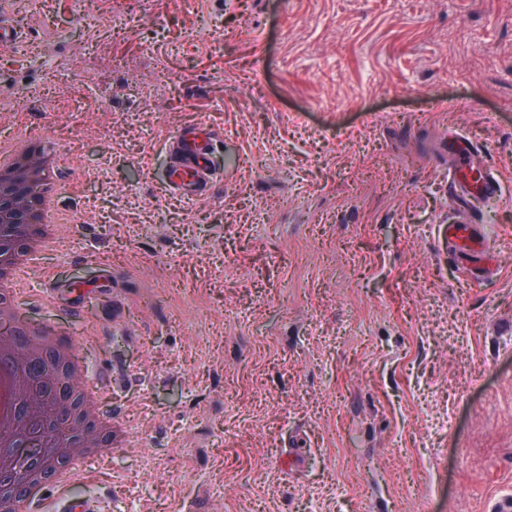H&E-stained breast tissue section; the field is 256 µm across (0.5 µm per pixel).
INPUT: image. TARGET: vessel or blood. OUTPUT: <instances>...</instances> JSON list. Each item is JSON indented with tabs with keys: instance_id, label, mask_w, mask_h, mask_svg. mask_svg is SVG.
I'll return each instance as SVG.
<instances>
[{
	"instance_id": "b4317fda",
	"label": "vessel or blood",
	"mask_w": 512,
	"mask_h": 512,
	"mask_svg": "<svg viewBox=\"0 0 512 512\" xmlns=\"http://www.w3.org/2000/svg\"><path fill=\"white\" fill-rule=\"evenodd\" d=\"M23 33L11 20L9 0H0V46L10 48L20 43ZM452 164L448 169V195L451 212L438 227L439 242L467 276L479 278L492 270L488 245L475 219L478 202L496 198L500 183L492 171L476 167L477 152L469 138L452 133L448 138ZM171 176L167 190L184 199L210 192L216 181L214 145L201 144L196 125H188L168 146ZM106 501L76 497L65 491L61 512H105Z\"/></svg>"
}]
</instances>
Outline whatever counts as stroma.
Wrapping results in <instances>:
<instances>
[{"instance_id":"stroma-1","label":"stroma","mask_w":512,"mask_h":512,"mask_svg":"<svg viewBox=\"0 0 512 512\" xmlns=\"http://www.w3.org/2000/svg\"><path fill=\"white\" fill-rule=\"evenodd\" d=\"M12 10L0 140L33 128L85 216L31 270V318L95 344L134 435L78 492L125 483L119 512L512 495V0H137L118 26L112 0ZM197 122L219 177L188 202L166 144ZM451 129L502 186L477 207L497 259L478 280L437 239Z\"/></svg>"}]
</instances>
